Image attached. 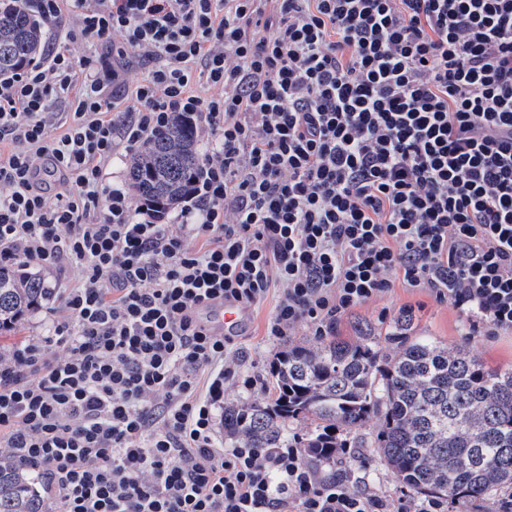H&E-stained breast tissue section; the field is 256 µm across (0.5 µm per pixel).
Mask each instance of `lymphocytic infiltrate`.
<instances>
[{"instance_id":"1","label":"lymphocytic infiltrate","mask_w":512,"mask_h":512,"mask_svg":"<svg viewBox=\"0 0 512 512\" xmlns=\"http://www.w3.org/2000/svg\"><path fill=\"white\" fill-rule=\"evenodd\" d=\"M19 2L91 46L0 78V264L78 274L0 359V447L50 512H449L356 483L344 448L225 446L233 338L200 313L273 292L266 342L332 336L401 286L512 334V0ZM176 112L207 143L168 223L106 168ZM120 64H122L120 69L121 88L116 87V97L118 98L119 107L124 108L132 104L129 97H126L127 90L133 88L144 77L148 69V63L135 55H130L121 60ZM124 89L125 92H123Z\"/></svg>"}]
</instances>
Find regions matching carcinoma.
Segmentation results:
<instances>
[{
	"label": "carcinoma",
	"instance_id": "1",
	"mask_svg": "<svg viewBox=\"0 0 512 512\" xmlns=\"http://www.w3.org/2000/svg\"><path fill=\"white\" fill-rule=\"evenodd\" d=\"M50 24L15 0H0V77L41 55ZM202 152L198 129L178 114L129 158L128 190L166 215L188 195ZM54 289L25 264L0 266V330L43 307ZM385 355L367 326L351 342L338 336L293 347L273 365L274 398L224 404V442L286 448L295 440L314 457L342 447L353 429L379 419L372 448L409 490L482 499L512 487V368L489 373L459 347L450 352L412 335L399 319ZM311 420L304 433L293 424ZM0 512H46L38 470L0 449Z\"/></svg>",
	"mask_w": 512,
	"mask_h": 512
}]
</instances>
